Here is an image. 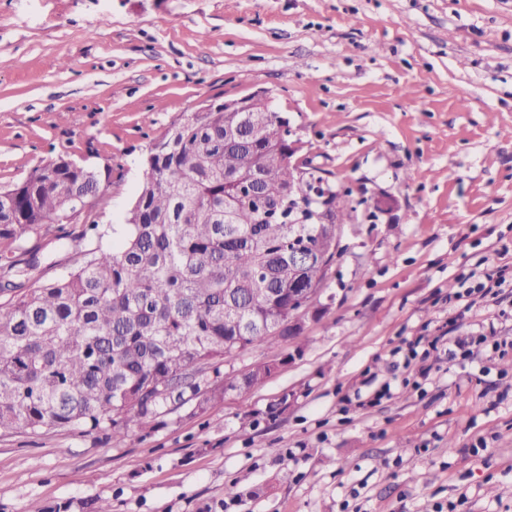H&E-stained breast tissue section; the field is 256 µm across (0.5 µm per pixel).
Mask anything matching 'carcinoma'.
<instances>
[{
  "label": "carcinoma",
  "mask_w": 512,
  "mask_h": 512,
  "mask_svg": "<svg viewBox=\"0 0 512 512\" xmlns=\"http://www.w3.org/2000/svg\"><path fill=\"white\" fill-rule=\"evenodd\" d=\"M260 149L224 144L234 112H193L174 123L141 162V184L118 243L101 245L93 222L71 241L81 263L35 287L53 262L37 240L75 215L80 201L104 208L93 171L59 156L0 194V432L106 431L138 440L134 425L170 406L202 414L225 390L246 393L266 375L221 372L252 346H279L281 326L303 316L288 301L294 278L322 288L335 261L349 193L330 191L310 222L267 215L295 179L274 110L251 113ZM256 193L239 195L242 182ZM313 261L297 272L288 244Z\"/></svg>",
  "instance_id": "cac0c4a2"
}]
</instances>
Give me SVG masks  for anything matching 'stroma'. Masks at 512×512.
I'll use <instances>...</instances> for the list:
<instances>
[{
    "label": "stroma",
    "mask_w": 512,
    "mask_h": 512,
    "mask_svg": "<svg viewBox=\"0 0 512 512\" xmlns=\"http://www.w3.org/2000/svg\"><path fill=\"white\" fill-rule=\"evenodd\" d=\"M261 91L353 206L302 334L132 445L0 433V512H512V0H0V188L111 170V247L166 129Z\"/></svg>",
    "instance_id": "obj_1"
}]
</instances>
